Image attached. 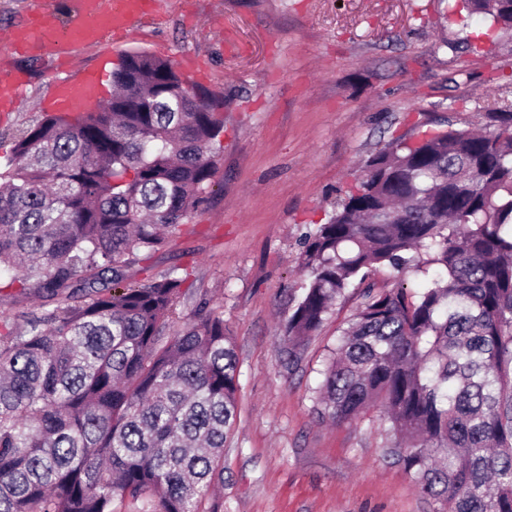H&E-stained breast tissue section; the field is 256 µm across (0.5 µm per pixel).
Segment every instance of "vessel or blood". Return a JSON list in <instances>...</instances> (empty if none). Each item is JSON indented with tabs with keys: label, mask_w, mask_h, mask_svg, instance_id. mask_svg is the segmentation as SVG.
I'll use <instances>...</instances> for the list:
<instances>
[{
	"label": "vessel or blood",
	"mask_w": 512,
	"mask_h": 512,
	"mask_svg": "<svg viewBox=\"0 0 512 512\" xmlns=\"http://www.w3.org/2000/svg\"><path fill=\"white\" fill-rule=\"evenodd\" d=\"M163 0H71L63 26L48 24L43 16H30L26 25L8 35L10 45L21 51L58 52L71 46L98 42L104 36L120 41L132 26L153 17ZM104 69L82 72L61 83L43 109L47 112H70L76 106H92L106 95ZM21 98L17 78L0 77V112L14 110Z\"/></svg>",
	"instance_id": "1"
}]
</instances>
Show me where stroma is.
Returning <instances> with one entry per match:
<instances>
[{
    "mask_svg": "<svg viewBox=\"0 0 512 512\" xmlns=\"http://www.w3.org/2000/svg\"><path fill=\"white\" fill-rule=\"evenodd\" d=\"M487 26L462 28L444 0H170L119 46L34 56L0 41V75L25 77L18 107L0 112V157L58 83L132 51L195 62L191 83L224 114L207 201L128 269L134 281L188 270L235 338L237 420L220 512H442L391 455L396 439L377 413L339 426L317 409L360 288L295 350L282 334L306 280L301 241L371 155L448 121L482 130L489 113L512 112V35L487 40Z\"/></svg>",
    "mask_w": 512,
    "mask_h": 512,
    "instance_id": "obj_1",
    "label": "stroma"
}]
</instances>
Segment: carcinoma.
Masks as SVG:
<instances>
[{
	"label": "carcinoma",
	"instance_id": "1",
	"mask_svg": "<svg viewBox=\"0 0 512 512\" xmlns=\"http://www.w3.org/2000/svg\"><path fill=\"white\" fill-rule=\"evenodd\" d=\"M512 27V0H448ZM116 91L46 114L0 164V512H218L235 421V341L188 274L127 281L207 200L224 113L169 59L127 53ZM489 130L395 139L302 242L284 325L296 347L345 291L363 302L317 403L336 424L376 409L419 492L445 512H512V112ZM439 273L418 290L377 270Z\"/></svg>",
	"mask_w": 512,
	"mask_h": 512
}]
</instances>
